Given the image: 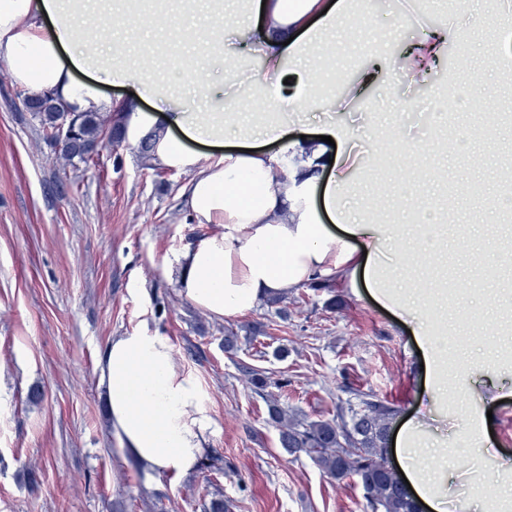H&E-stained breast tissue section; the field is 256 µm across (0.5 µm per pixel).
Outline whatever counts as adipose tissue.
Returning a JSON list of instances; mask_svg holds the SVG:
<instances>
[{"label":"adipose tissue","instance_id":"ef3b65f1","mask_svg":"<svg viewBox=\"0 0 512 512\" xmlns=\"http://www.w3.org/2000/svg\"><path fill=\"white\" fill-rule=\"evenodd\" d=\"M241 13L225 0H0V59L11 65L13 83L26 96L52 94L72 112L117 113L126 135L140 139L158 129L153 160L189 174L183 196L195 223L214 232L189 245L170 266L181 296L197 309L220 317L244 316L265 300L314 278H337L362 286L370 297L408 325L421 352L424 382L439 406L456 401L464 465L448 463V451L432 442L423 422L398 428L389 453L399 465L424 512H451L458 485L476 491L478 502H512V465L502 462L483 477L489 441L487 407L501 398L499 373L481 359L455 361L443 369V336L430 323L419 290L395 288L388 251L397 238L387 224L354 218L341 203L353 174L374 155L358 149L350 128L329 123L322 136L336 144L333 160L323 157L322 136L300 137L289 111L315 100L320 73L333 57L315 59L305 49L315 40L335 43L348 29L372 24L368 0L351 10L349 0H240ZM196 23L183 39L218 62L255 57L259 65L232 73L233 95L267 111L263 123L244 133L230 131L223 101L205 112L173 106L170 86L145 79L144 56L132 55L113 38L112 22ZM95 19L96 34L84 39L79 21ZM290 71L295 92L286 106L268 82L272 72ZM132 88L113 98L103 85ZM211 146L200 165L195 144ZM310 148L309 162L279 175L284 154ZM319 192V205L306 203ZM110 423L123 448L146 473H189L204 452L213 420L198 378L177 370L167 336L141 328L117 336L99 363ZM438 459L429 470L421 456Z\"/></svg>","mask_w":512,"mask_h":512}]
</instances>
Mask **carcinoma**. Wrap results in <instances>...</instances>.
Returning a JSON list of instances; mask_svg holds the SVG:
<instances>
[{"mask_svg": "<svg viewBox=\"0 0 512 512\" xmlns=\"http://www.w3.org/2000/svg\"><path fill=\"white\" fill-rule=\"evenodd\" d=\"M43 103L31 115L39 123L44 138L53 142L51 132L67 114L60 102L51 96L41 97ZM78 142L59 147L60 155L73 165L87 162L86 150L108 141L120 144L125 132L119 120L102 112H83L75 115ZM245 335L236 331L224 334V349L240 347V339L247 341L261 333V326L244 327ZM255 393L267 405L268 420L279 430L281 448L290 455L307 454L326 474L336 479L357 478L363 490L366 509L370 512H420L418 504L398 475L387 468L384 458L397 407L370 392L351 390L353 399L336 407L329 418L309 419L290 413L281 406L268 388L272 381L264 371L247 372Z\"/></svg>", "mask_w": 512, "mask_h": 512, "instance_id": "1", "label": "carcinoma"}]
</instances>
